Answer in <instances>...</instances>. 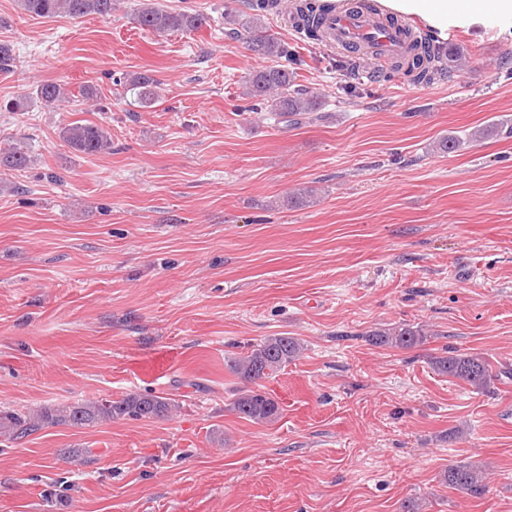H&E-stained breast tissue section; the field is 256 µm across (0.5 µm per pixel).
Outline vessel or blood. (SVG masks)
Returning a JSON list of instances; mask_svg holds the SVG:
<instances>
[{"label": "vessel or blood", "instance_id": "1", "mask_svg": "<svg viewBox=\"0 0 512 512\" xmlns=\"http://www.w3.org/2000/svg\"><path fill=\"white\" fill-rule=\"evenodd\" d=\"M325 26L334 44H371L374 58L379 62L401 53L405 47L402 33L379 15L356 11L337 12L326 18Z\"/></svg>", "mask_w": 512, "mask_h": 512}]
</instances>
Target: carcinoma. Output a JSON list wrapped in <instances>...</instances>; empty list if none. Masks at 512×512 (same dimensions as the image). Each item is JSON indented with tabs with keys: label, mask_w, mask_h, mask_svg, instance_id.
Listing matches in <instances>:
<instances>
[{
	"label": "carcinoma",
	"mask_w": 512,
	"mask_h": 512,
	"mask_svg": "<svg viewBox=\"0 0 512 512\" xmlns=\"http://www.w3.org/2000/svg\"><path fill=\"white\" fill-rule=\"evenodd\" d=\"M114 0H19V7L31 16L49 17L66 13L73 17L112 14ZM283 0H251L255 14L244 27L252 49L257 55L269 59H282L285 64L262 66L250 72L245 80L242 96L255 101L254 109L271 112L293 125L313 120L323 106L322 96L296 84V69L288 67L294 53L284 41L263 32V17L271 11L281 10ZM336 5L324 0H302L299 18L304 20L308 36L316 40L325 16ZM137 23L144 29L157 33L195 31L208 24L209 17L194 10L168 11L155 3H145L136 14ZM431 51L415 42L407 59L398 62L395 69L405 70L418 81L430 82L428 62ZM127 92L140 104H150L159 99L158 84L148 72L130 74L124 80ZM70 98L65 85L44 82L35 90V100L46 107L58 106ZM63 140L74 150L85 154H101L112 149L109 133L91 124H71L62 128ZM32 159L19 147L0 148V169L23 170ZM427 334L407 324L390 325L372 334L371 341L394 348L407 349L423 344ZM303 345L293 336H268L252 346L246 355L230 363L231 372L242 381L255 383L270 378L293 362ZM435 369L469 384L478 392L490 389L493 374L488 362L472 353L452 354L435 361ZM174 404L170 399L152 394H131L120 400L100 399L75 403L62 408H41L27 414L0 411V435L10 440L22 439L48 425L66 423L73 427L92 426L102 421L123 417L161 418L169 415ZM234 410L255 423L275 420L279 406L267 393L241 389L233 403ZM448 483L469 494L480 495L485 491L482 470L473 465H456L448 469Z\"/></svg>",
	"instance_id": "carcinoma-1"
}]
</instances>
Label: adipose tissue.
Here are the masks:
<instances>
[{
    "label": "adipose tissue",
    "instance_id": "adipose-tissue-1",
    "mask_svg": "<svg viewBox=\"0 0 512 512\" xmlns=\"http://www.w3.org/2000/svg\"><path fill=\"white\" fill-rule=\"evenodd\" d=\"M387 11L420 18L428 27L447 33L449 27H474L495 14L503 29L512 28V0H378Z\"/></svg>",
    "mask_w": 512,
    "mask_h": 512
}]
</instances>
